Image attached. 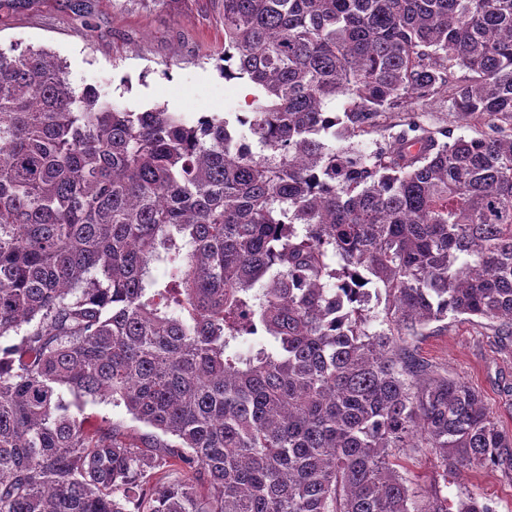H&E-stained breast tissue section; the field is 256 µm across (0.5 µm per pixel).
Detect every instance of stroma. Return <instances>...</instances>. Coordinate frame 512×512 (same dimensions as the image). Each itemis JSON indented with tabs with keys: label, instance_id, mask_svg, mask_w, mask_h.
<instances>
[{
	"label": "stroma",
	"instance_id": "obj_1",
	"mask_svg": "<svg viewBox=\"0 0 512 512\" xmlns=\"http://www.w3.org/2000/svg\"><path fill=\"white\" fill-rule=\"evenodd\" d=\"M44 47L61 58L77 87L95 88L121 107L155 104L195 118L198 113L248 111L251 85L224 80L222 0H0V46ZM416 116L433 131L471 136L480 119L462 123L444 95L416 103ZM423 357L485 396L500 426L512 431V338L487 321L449 320L438 336L422 337ZM410 480L479 494L495 512H512V477L472 469L443 478L433 451L404 456Z\"/></svg>",
	"mask_w": 512,
	"mask_h": 512
}]
</instances>
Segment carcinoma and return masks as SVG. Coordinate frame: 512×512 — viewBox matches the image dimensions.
<instances>
[{
    "instance_id": "cac0c4a2",
    "label": "carcinoma",
    "mask_w": 512,
    "mask_h": 512,
    "mask_svg": "<svg viewBox=\"0 0 512 512\" xmlns=\"http://www.w3.org/2000/svg\"><path fill=\"white\" fill-rule=\"evenodd\" d=\"M223 2L244 114L116 107L0 47V512H448L406 451L512 476L417 346L450 316L512 337V0ZM443 90L488 131L353 142ZM85 414H90L98 419H107L108 421L123 422L129 429H135L139 433L150 431L149 427L143 423L137 422L132 419L131 415L127 414L122 408L112 407V404L106 402H91L88 401L84 408Z\"/></svg>"
}]
</instances>
